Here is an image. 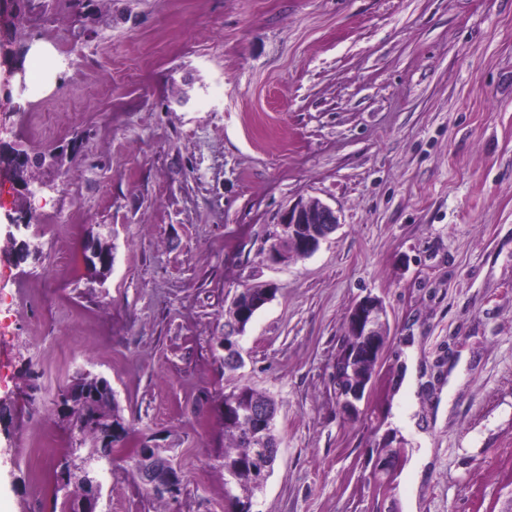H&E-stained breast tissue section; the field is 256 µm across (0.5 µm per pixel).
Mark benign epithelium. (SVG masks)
I'll return each instance as SVG.
<instances>
[{
    "label": "benign epithelium",
    "instance_id": "7a95c632",
    "mask_svg": "<svg viewBox=\"0 0 512 512\" xmlns=\"http://www.w3.org/2000/svg\"><path fill=\"white\" fill-rule=\"evenodd\" d=\"M30 162L26 153H12L8 158L0 157V169L6 168L9 178H14L15 169ZM34 219L32 211L26 209L19 218L10 223L12 231L6 240L11 245L20 244L17 234L29 228ZM339 224L336 211L321 201H296L282 212L278 222L279 231L273 235V242L268 247V258L273 263H282L290 256L307 257L313 254L321 242L332 234ZM82 261L88 268L95 263H110L112 257L105 256L95 241H86L81 251ZM260 299L236 296L240 300V314L248 316L262 308L271 300V290H256ZM347 329L351 335L358 337L359 344L353 351V358L359 362H376L379 360L386 336V310L383 302L372 296H366L356 302L347 317ZM370 382L359 380L348 389H343L341 381H336V398L343 412L354 414L361 395L369 388ZM268 415L260 406L252 407L243 415V425L259 440L265 436ZM278 449L259 445L254 450L249 464L250 485L253 491H259L268 476L270 457L276 455ZM134 470L138 483L148 492L176 502L182 491L181 479L177 466L166 456L155 449L141 444L134 461ZM102 484L92 478L86 482L85 492L80 504L81 512H97L101 497Z\"/></svg>",
    "mask_w": 512,
    "mask_h": 512
}]
</instances>
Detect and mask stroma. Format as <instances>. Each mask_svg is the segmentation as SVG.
Returning a JSON list of instances; mask_svg holds the SVG:
<instances>
[{
    "label": "stroma",
    "instance_id": "stroma-1",
    "mask_svg": "<svg viewBox=\"0 0 512 512\" xmlns=\"http://www.w3.org/2000/svg\"><path fill=\"white\" fill-rule=\"evenodd\" d=\"M27 46L39 81L0 73L5 135L54 190L30 199L25 262L0 337V505L53 512L65 435L55 396L105 377L139 444L167 449L178 503L125 469L100 512H232L221 394L278 405L279 452L252 512H417L512 502V0H46ZM335 209L311 256L272 263L297 199ZM112 247L102 276L80 243ZM274 297L218 342L247 287ZM383 300L388 334L356 416L331 379L350 308ZM417 386L397 387L409 357Z\"/></svg>",
    "mask_w": 512,
    "mask_h": 512
}]
</instances>
